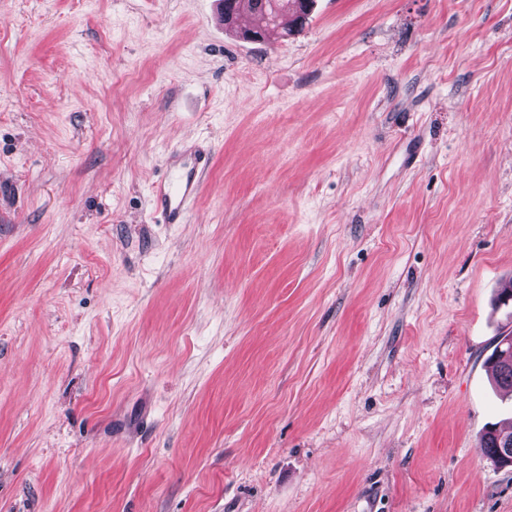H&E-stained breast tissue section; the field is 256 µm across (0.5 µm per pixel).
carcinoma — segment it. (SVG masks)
<instances>
[{
    "label": "carcinoma",
    "mask_w": 512,
    "mask_h": 512,
    "mask_svg": "<svg viewBox=\"0 0 512 512\" xmlns=\"http://www.w3.org/2000/svg\"><path fill=\"white\" fill-rule=\"evenodd\" d=\"M223 5L224 25L229 29L238 28V17L247 10L252 15V25L241 30V36L249 37L259 34L266 37L267 33L282 28V36L292 32V27L302 24L310 0H221ZM487 363L496 384L503 390L512 393V350L505 349V354L493 348ZM512 446V425L500 427L495 424L487 426L480 436L478 447L484 457L495 466L503 468L507 461L501 457L507 446Z\"/></svg>",
    "instance_id": "carcinoma-1"
}]
</instances>
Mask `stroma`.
Wrapping results in <instances>:
<instances>
[{
  "mask_svg": "<svg viewBox=\"0 0 512 512\" xmlns=\"http://www.w3.org/2000/svg\"><path fill=\"white\" fill-rule=\"evenodd\" d=\"M509 278L512 0H0V512H512ZM224 25L229 29H238V17L243 10L253 16L251 27L240 29L241 36L249 39L250 34H260L264 39L270 30L282 25V18L291 14L288 25L281 27L282 36L288 37L291 27L302 25L310 0H221ZM209 162L200 149L168 151L164 163L168 176L153 186V207L163 224H186L201 190V175ZM502 336L497 338L498 340ZM495 344L492 353L487 358V363L490 364V368L493 374V378L496 384L503 390L512 393V352L511 347L502 350L501 354L497 355L498 348L501 342ZM507 353L506 357L503 354ZM508 445L512 448V425L500 427L491 424L484 429L478 442L482 455L500 468L512 466H508L507 461L501 457Z\"/></svg>",
  "mask_w": 512,
  "mask_h": 512,
  "instance_id": "1",
  "label": "stroma"
}]
</instances>
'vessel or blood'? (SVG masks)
I'll return each instance as SVG.
<instances>
[{
  "label": "vessel or blood",
  "mask_w": 512,
  "mask_h": 512,
  "mask_svg": "<svg viewBox=\"0 0 512 512\" xmlns=\"http://www.w3.org/2000/svg\"><path fill=\"white\" fill-rule=\"evenodd\" d=\"M208 162V155L199 149L168 151L164 160L168 175L153 187V207L161 223L188 222L192 206L201 193L202 170Z\"/></svg>",
  "instance_id": "b4317fda"
}]
</instances>
